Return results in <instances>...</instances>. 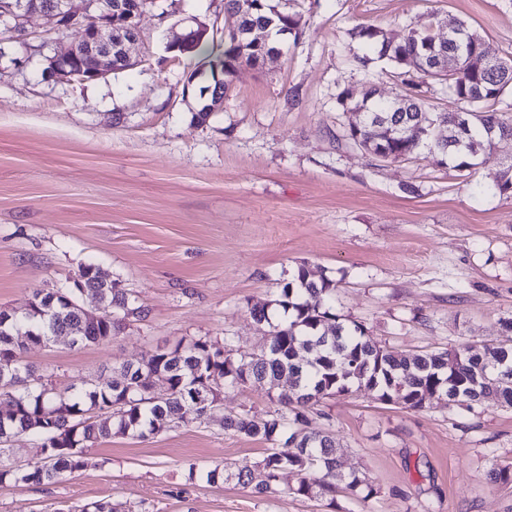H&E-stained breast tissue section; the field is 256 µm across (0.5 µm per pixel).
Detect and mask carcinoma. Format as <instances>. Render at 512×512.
Wrapping results in <instances>:
<instances>
[{
  "label": "carcinoma",
  "instance_id": "carcinoma-1",
  "mask_svg": "<svg viewBox=\"0 0 512 512\" xmlns=\"http://www.w3.org/2000/svg\"><path fill=\"white\" fill-rule=\"evenodd\" d=\"M74 35V47L88 48L91 25L82 21L62 29ZM267 36V48L280 46V37L301 35V15L276 11L271 0H224V31L212 47H198L211 77H230L240 61L265 62V52L254 44L253 35ZM351 35L363 52L354 61L367 66L374 60L390 63L400 78L411 71L445 86L454 108H464V121L456 113L431 112L412 86L392 98L377 96V90L354 99L342 91L338 99L344 110L355 115L348 121L344 138L374 157L405 160L422 150H435L460 177L468 176L476 160L496 139L512 136V118L492 108L506 90L512 89V73L504 75L494 66L476 76L460 60L453 77L429 72L433 36L410 29L396 40L372 26H357ZM217 81L203 87L204 103L192 119L203 125L212 116ZM486 189L492 193L512 190V174L494 176ZM77 277L94 290L101 319L90 322L72 306L65 293L71 286L37 294L23 309L0 311V398L15 404L17 411L0 419V483L22 481L56 482L84 468L88 449L114 435L145 439L168 429L199 421L196 395L205 382L218 379L226 387L270 385L279 389L271 399L267 418L255 422L249 412L224 416L220 426L248 438L271 444L269 452L250 469L234 474L237 482L257 494L280 493L278 477L289 470L300 475L289 493L321 498L336 507L337 482L357 501L359 512H373L378 490L358 472H337L336 440L328 432L310 427L309 413L320 402L344 396L361 388L372 389L384 403L420 410L435 393L448 403L472 409L489 398L512 408V378L500 380L498 370H512V343L486 344L480 350L467 343L452 349L406 354L372 343L363 325L347 324L334 306L336 282L324 276L309 278L303 266L280 282L275 298L253 307V321L267 328L266 342L244 358L234 349V337L215 340L209 336L182 339L157 349L148 359L123 364L95 379L60 394L22 358L12 331L18 319L27 327V340L38 345L59 331L76 337L78 345L108 344L119 335L130 316L144 313L137 295L118 287L116 281H101L92 264L80 267ZM161 383L170 389L167 397L151 402L146 391ZM26 433L47 450L41 464L32 469L16 465L9 442ZM210 483L224 479L225 469L191 463L188 479L196 474Z\"/></svg>",
  "mask_w": 512,
  "mask_h": 512
}]
</instances>
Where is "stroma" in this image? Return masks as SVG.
Masks as SVG:
<instances>
[{"mask_svg":"<svg viewBox=\"0 0 512 512\" xmlns=\"http://www.w3.org/2000/svg\"><path fill=\"white\" fill-rule=\"evenodd\" d=\"M303 32L281 57L240 65L223 106L192 120L203 62L172 59L173 34L224 25V0H157L142 15L133 67L90 81H48V57L70 36L44 42L46 20L26 24L27 45L0 47V308L72 280L95 264L145 309L111 343L26 346L23 357L56 391L146 359L185 336L231 335L250 351L263 332L252 307L305 266L334 279L335 307L372 343L407 353L479 347L512 318V191L483 189L512 166V138L480 155L470 178L436 156L381 161L343 138L351 89L392 98L419 85L435 110L440 84L405 82L378 61L363 69L349 30L400 36L436 19L468 22L490 50L512 57V0H290ZM224 413L270 408L266 390L225 389ZM316 428L339 446L340 472H365L375 512H512V486L493 481L512 461V409L486 401L466 412L435 399L419 411L380 403L364 389L320 403ZM267 442L189 423L145 440L115 436L88 451L68 480L0 484V512H70L103 500L121 512H354L285 494L259 495L232 477L189 480L190 463L250 468Z\"/></svg>","mask_w":512,"mask_h":512,"instance_id":"1","label":"stroma"}]
</instances>
